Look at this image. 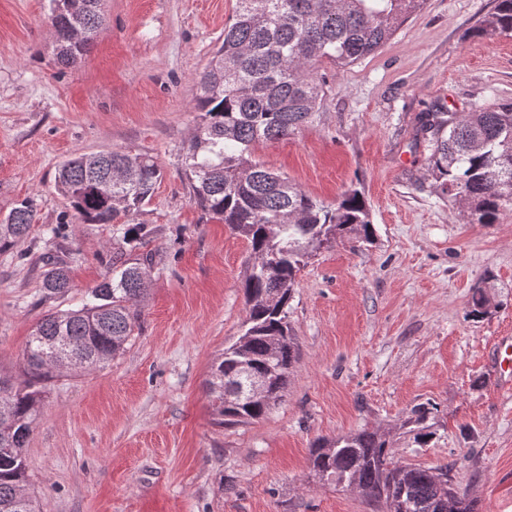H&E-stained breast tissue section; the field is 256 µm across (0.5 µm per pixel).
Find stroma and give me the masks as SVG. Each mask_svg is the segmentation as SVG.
Masks as SVG:
<instances>
[{"label":"stroma","mask_w":512,"mask_h":512,"mask_svg":"<svg viewBox=\"0 0 512 512\" xmlns=\"http://www.w3.org/2000/svg\"><path fill=\"white\" fill-rule=\"evenodd\" d=\"M236 0H104L76 63L58 57L50 0H0V218L30 201L20 254L0 253V372L18 375L46 313L79 308L123 247V226L81 223L55 188L60 164L127 149L163 176L131 224L146 225L149 285L123 352L64 371L46 390L26 450V493L40 512H373L319 480L315 443L369 428L395 458L448 466L478 512H512V390L492 351L512 337V207L470 224L442 195L415 142L433 104L463 113L512 100V36L479 34L496 0H425L374 55L316 65L312 123L253 157L331 205L361 190L375 228L313 256L289 303L297 359L261 419L219 424L210 368L246 318L251 248L191 200L184 175L193 109ZM72 280L44 298V256ZM487 314L470 318L475 286ZM432 410L417 445L404 425Z\"/></svg>","instance_id":"35a3bbf8"}]
</instances>
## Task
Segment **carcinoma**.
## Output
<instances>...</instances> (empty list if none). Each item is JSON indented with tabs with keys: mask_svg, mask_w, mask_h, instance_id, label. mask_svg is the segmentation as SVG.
Wrapping results in <instances>:
<instances>
[{
	"mask_svg": "<svg viewBox=\"0 0 512 512\" xmlns=\"http://www.w3.org/2000/svg\"><path fill=\"white\" fill-rule=\"evenodd\" d=\"M51 8V25L76 23L80 37L60 40L61 61L76 62L100 23L92 7L78 13ZM425 0H237L224 26V39L211 65L197 81L194 109L201 123L185 158L193 200L204 215L226 224L250 244L244 290L247 317L238 339L224 348L207 381L219 423H246L270 408L264 397L249 395L250 380L270 375L280 392L288 387L295 343L288 304L297 275L318 251L356 233L370 241V209L358 189L333 205L309 196L288 178L253 158L260 142L286 138L311 122L323 97L315 65L328 61L349 67L390 40ZM481 31L512 34V0H497ZM416 140L425 143L431 174L442 193L463 202L471 221L493 224L502 207L512 205V102L448 112L439 105L417 115ZM161 169L143 153L112 150L65 161L57 190L84 224H117L148 203ZM35 223L23 201L0 220V252L24 242ZM149 231L128 224L123 239L131 252H116L110 271L88 290L78 309L55 312L34 327L22 354L21 378L12 379L0 403V512H38L24 492L25 448L48 383L71 365L90 372L124 350L147 291L145 266ZM42 288L49 296L66 292L64 261L44 260ZM482 287L472 292L470 315L486 313ZM430 408L413 412L417 443L432 433L425 422ZM309 464L321 480L353 487L380 512H475V502L448 467L422 468L395 459L390 441L378 431L342 435L310 450Z\"/></svg>",
	"mask_w": 512,
	"mask_h": 512,
	"instance_id": "cac0c4a2",
	"label": "carcinoma"
}]
</instances>
